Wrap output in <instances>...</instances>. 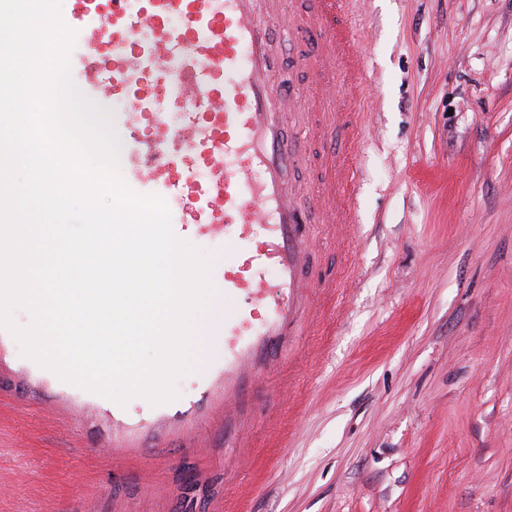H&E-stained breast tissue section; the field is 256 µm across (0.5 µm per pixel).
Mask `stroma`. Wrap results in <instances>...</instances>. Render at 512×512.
Masks as SVG:
<instances>
[{"label": "stroma", "mask_w": 512, "mask_h": 512, "mask_svg": "<svg viewBox=\"0 0 512 512\" xmlns=\"http://www.w3.org/2000/svg\"><path fill=\"white\" fill-rule=\"evenodd\" d=\"M360 222L339 287L224 423V354L165 406L60 381L0 330V512H512V0H356Z\"/></svg>", "instance_id": "stroma-1"}]
</instances>
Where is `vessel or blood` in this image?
<instances>
[{
  "label": "vessel or blood",
  "instance_id": "b4317fda",
  "mask_svg": "<svg viewBox=\"0 0 512 512\" xmlns=\"http://www.w3.org/2000/svg\"><path fill=\"white\" fill-rule=\"evenodd\" d=\"M223 2L222 12L214 15L209 0H150L144 11L131 10L127 0H112L116 91H126L132 80L155 71L159 83L181 86L190 100L174 129L166 127L163 113L140 115L133 109L113 113L112 125L126 137V184L140 195L187 194L190 170L174 172L165 160L182 149L209 148L206 158L217 182L213 192L197 199L195 208L210 211L211 220L198 219L195 208L174 209L170 216L181 239L224 241V266L214 280L224 292V386L229 389L256 364V337L289 335L308 293L336 285L332 277L304 278L311 253L304 226L314 203L322 223L351 227L357 222L351 196L368 79L364 58L355 49L363 33L351 0H316L306 14L271 7L268 0ZM170 11L181 12L182 33L164 29ZM147 24L157 26V34L149 45L135 44L136 33ZM203 24L212 32L203 46L223 71L218 90L211 88L189 45ZM275 27L287 32L296 65L311 72L326 102L335 103L339 90L353 91L341 110L318 118L326 133L342 137L344 149L325 160L311 201L288 177L307 151L283 133V118L298 98L281 77L271 38ZM311 34L318 49L310 55L303 45ZM200 103L213 110L212 120L197 112Z\"/></svg>",
  "mask_w": 512,
  "mask_h": 512
}]
</instances>
